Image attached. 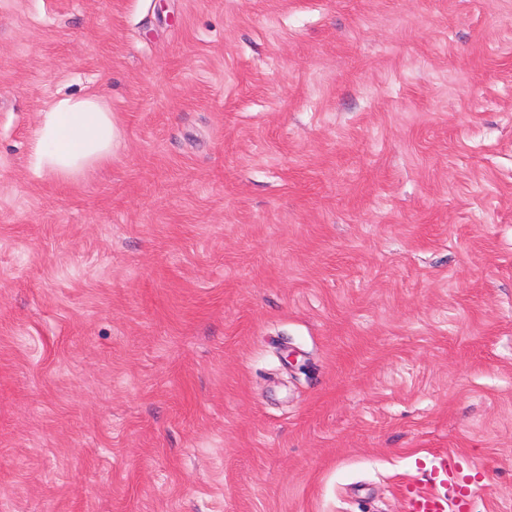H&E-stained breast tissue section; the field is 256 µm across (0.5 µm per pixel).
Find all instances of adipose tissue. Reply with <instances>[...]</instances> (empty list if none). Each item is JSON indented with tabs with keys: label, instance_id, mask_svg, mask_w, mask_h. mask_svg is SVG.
Masks as SVG:
<instances>
[{
	"label": "adipose tissue",
	"instance_id": "adipose-tissue-1",
	"mask_svg": "<svg viewBox=\"0 0 512 512\" xmlns=\"http://www.w3.org/2000/svg\"><path fill=\"white\" fill-rule=\"evenodd\" d=\"M112 112L95 94L55 98L42 112L31 145L39 172L76 177L112 158Z\"/></svg>",
	"mask_w": 512,
	"mask_h": 512
}]
</instances>
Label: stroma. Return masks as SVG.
I'll return each mask as SVG.
<instances>
[{
	"label": "stroma",
	"mask_w": 512,
	"mask_h": 512,
	"mask_svg": "<svg viewBox=\"0 0 512 512\" xmlns=\"http://www.w3.org/2000/svg\"><path fill=\"white\" fill-rule=\"evenodd\" d=\"M110 164L33 171L58 95ZM512 512V0H0V512ZM448 500L438 493H423L409 498L408 512H446Z\"/></svg>",
	"instance_id": "1"
}]
</instances>
